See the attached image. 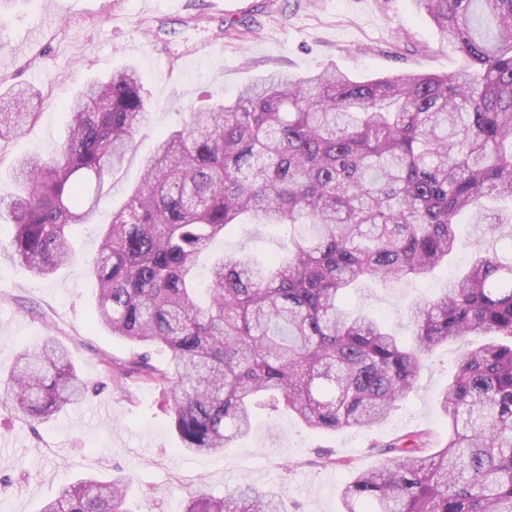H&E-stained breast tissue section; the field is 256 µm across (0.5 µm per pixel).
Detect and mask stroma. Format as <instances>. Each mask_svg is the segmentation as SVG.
Listing matches in <instances>:
<instances>
[{
	"instance_id": "35a3bbf8",
	"label": "stroma",
	"mask_w": 512,
	"mask_h": 512,
	"mask_svg": "<svg viewBox=\"0 0 512 512\" xmlns=\"http://www.w3.org/2000/svg\"><path fill=\"white\" fill-rule=\"evenodd\" d=\"M123 65L141 74L148 118L124 166L105 183L91 222L74 229V261L48 279L0 256V369L22 346L53 337L70 350L89 390L83 401L42 423L0 400V512H40L62 485L89 476L131 478V512H180L199 494L251 485L283 496L287 512H341L351 473L378 467L369 448L412 431L448 437L438 396L457 351L438 348L417 388L376 426L336 432L308 428L282 410H256L252 431L212 454L177 451L168 397L130 374L116 388L107 360L128 362L133 344L97 322L88 261L104 224L123 206L159 136L182 126L199 107L222 103L272 71L303 76L335 68L364 80L404 72L452 73L462 56L442 43L411 0H0V71L33 91L38 117L0 140V193L11 189V162L49 157L65 136L73 94L93 75ZM285 230L236 226L228 252L280 253ZM464 241L450 267L398 288L365 281L347 304L383 316L403 337L406 306L445 288L451 269L469 264L478 235Z\"/></svg>"
}]
</instances>
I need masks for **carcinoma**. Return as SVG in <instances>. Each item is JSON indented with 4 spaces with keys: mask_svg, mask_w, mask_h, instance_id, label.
Masks as SVG:
<instances>
[{
    "mask_svg": "<svg viewBox=\"0 0 512 512\" xmlns=\"http://www.w3.org/2000/svg\"><path fill=\"white\" fill-rule=\"evenodd\" d=\"M463 57L448 74L353 80L324 69L263 77L162 134L140 183L89 264L99 322L168 352L138 355L166 387L179 450L219 452L251 429L253 407L282 406L322 431L378 424L417 384L426 357L465 337L438 403L448 438L415 431L376 443L384 463L342 492L344 512H512V263L479 247L469 269L411 304L412 339L348 313L355 284L394 286L448 263L462 218L512 223V0H412ZM30 89L0 96V139L35 120ZM59 152L12 167L0 196L13 228L0 252L35 276L75 257L70 230L95 212L146 119L138 71L87 81ZM288 227L282 254L214 255L197 299V259L246 219ZM53 338L21 352L0 391L47 421L84 397ZM130 479L71 483L41 512H129ZM183 512H285L279 495L235 486Z\"/></svg>",
    "mask_w": 512,
    "mask_h": 512,
    "instance_id": "1",
    "label": "carcinoma"
}]
</instances>
